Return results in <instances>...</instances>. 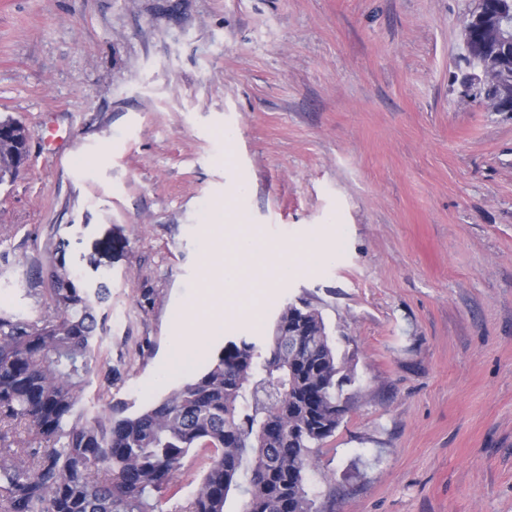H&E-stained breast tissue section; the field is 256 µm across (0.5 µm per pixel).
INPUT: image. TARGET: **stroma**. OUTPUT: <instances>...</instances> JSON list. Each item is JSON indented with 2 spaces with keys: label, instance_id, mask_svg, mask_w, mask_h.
I'll return each mask as SVG.
<instances>
[{
  "label": "stroma",
  "instance_id": "obj_1",
  "mask_svg": "<svg viewBox=\"0 0 512 512\" xmlns=\"http://www.w3.org/2000/svg\"><path fill=\"white\" fill-rule=\"evenodd\" d=\"M476 0H0V117L35 137L0 186V309L47 308L59 248L107 284L89 413L145 406L227 341L317 308L351 373L306 485L317 512H512V112L458 77ZM271 244L336 258L229 309L206 349L204 218L230 184Z\"/></svg>",
  "mask_w": 512,
  "mask_h": 512
}]
</instances>
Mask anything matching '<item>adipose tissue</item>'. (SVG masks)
<instances>
[{
    "mask_svg": "<svg viewBox=\"0 0 512 512\" xmlns=\"http://www.w3.org/2000/svg\"><path fill=\"white\" fill-rule=\"evenodd\" d=\"M207 221L226 224L227 229L224 246L206 250L201 263L203 303L185 315L184 326L201 347L223 324L225 310H256L272 280L295 270L314 269L335 254L334 241L320 234L291 251L277 246L259 251L258 235L252 225L242 214L229 213L221 205L208 215Z\"/></svg>",
    "mask_w": 512,
    "mask_h": 512,
    "instance_id": "1",
    "label": "adipose tissue"
}]
</instances>
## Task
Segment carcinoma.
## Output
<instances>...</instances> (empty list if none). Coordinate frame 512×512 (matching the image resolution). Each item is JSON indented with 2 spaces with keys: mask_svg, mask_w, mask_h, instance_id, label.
I'll use <instances>...</instances> for the list:
<instances>
[{
  "mask_svg": "<svg viewBox=\"0 0 512 512\" xmlns=\"http://www.w3.org/2000/svg\"><path fill=\"white\" fill-rule=\"evenodd\" d=\"M462 60V84L491 94L474 82L478 54L467 47ZM30 138L0 121V185L28 161ZM37 274L53 315L0 311V512H164L197 448L209 463L182 512H224L239 488L242 512H313L306 470L340 424L336 387L346 379L319 310L290 302L268 343L230 340L160 400L135 410L119 401L91 416L82 403L91 376L112 382L98 312L109 288L89 291L56 250Z\"/></svg>",
  "mask_w": 512,
  "mask_h": 512,
  "instance_id": "cac0c4a2",
  "label": "carcinoma"
}]
</instances>
